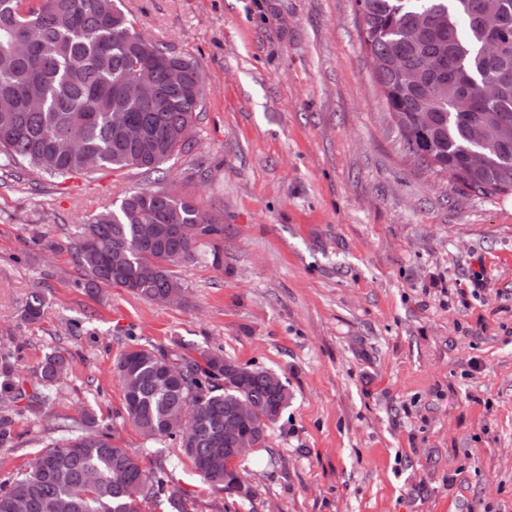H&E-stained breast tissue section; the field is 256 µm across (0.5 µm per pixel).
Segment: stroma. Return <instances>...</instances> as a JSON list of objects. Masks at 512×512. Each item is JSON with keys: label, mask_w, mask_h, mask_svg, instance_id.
<instances>
[{"label": "stroma", "mask_w": 512, "mask_h": 512, "mask_svg": "<svg viewBox=\"0 0 512 512\" xmlns=\"http://www.w3.org/2000/svg\"><path fill=\"white\" fill-rule=\"evenodd\" d=\"M122 2L198 61L201 111L156 176L0 170V483L67 427H109L157 469L115 372L139 346L288 385L269 447L240 463L249 498L166 442L187 512H512V195L461 194L403 156L354 0ZM160 180L224 227L177 267L182 302L78 288L77 227ZM54 351L69 366L44 402Z\"/></svg>", "instance_id": "obj_1"}]
</instances>
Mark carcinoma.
Returning <instances> with one entry per match:
<instances>
[{
    "label": "carcinoma",
    "mask_w": 512,
    "mask_h": 512,
    "mask_svg": "<svg viewBox=\"0 0 512 512\" xmlns=\"http://www.w3.org/2000/svg\"><path fill=\"white\" fill-rule=\"evenodd\" d=\"M356 6L368 54L396 62L374 80L389 113L402 121L405 155L464 190L471 183L478 195L512 194V165L484 163L493 152L512 157V141L483 145L480 120V112L492 108L512 121V0H356ZM485 14L502 17L500 38L509 44L502 56L484 51ZM136 24L121 0H0V170L23 165L49 178L104 168L152 173L190 146L203 95L200 67L188 55L143 41ZM405 69L417 72L419 84H405ZM135 80L153 85L151 102L124 96ZM464 94L475 99L476 111L455 110ZM422 106L431 110L428 128L415 123ZM117 113L142 128L143 144L125 140ZM75 129L78 145L60 153L57 145ZM143 224L159 227L155 241H142ZM223 234L224 227L187 198L163 187L133 191L75 232L80 286L91 291L118 277L130 292L164 303L170 293L183 292L173 267L195 260L200 242ZM43 309V297L34 293L25 317L36 321ZM167 360L148 348L120 355L116 370L127 417L156 442L173 438L174 419H195L194 436L178 442L181 452L206 484L230 494L241 477L235 469L224 473V440L268 447L269 425L288 407V388L274 372L217 353L204 356L203 365L183 363L178 378L167 375ZM66 366L58 352L45 357L43 400ZM239 402L260 417L226 436L224 420ZM167 483L166 471L145 469L108 430H93L47 445L0 485V512H43L44 505L53 512H141L162 500L185 512Z\"/></svg>",
    "instance_id": "carcinoma-1"
}]
</instances>
